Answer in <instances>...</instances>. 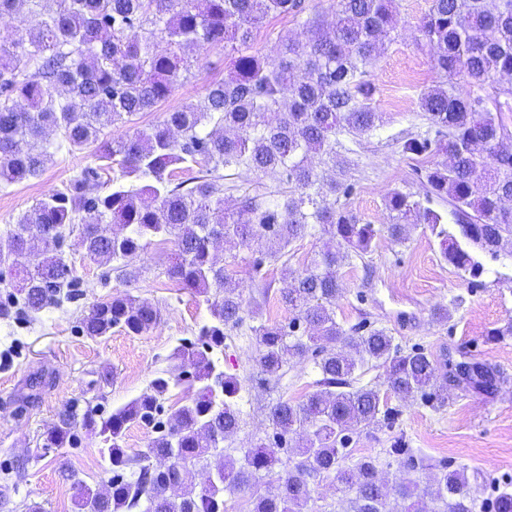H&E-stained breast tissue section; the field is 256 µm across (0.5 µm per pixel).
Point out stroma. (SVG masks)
<instances>
[{
    "instance_id": "stroma-1",
    "label": "stroma",
    "mask_w": 512,
    "mask_h": 512,
    "mask_svg": "<svg viewBox=\"0 0 512 512\" xmlns=\"http://www.w3.org/2000/svg\"><path fill=\"white\" fill-rule=\"evenodd\" d=\"M427 6V0H398L395 40L369 68L377 87L374 106L381 114L380 125L371 135L343 138L344 165L336 178L354 182L355 190L338 196L337 203L364 223H389L387 201L396 190L441 214L449 212L447 202L426 195L419 174L428 159L402 151L404 137L426 131L419 97L439 81L434 50L417 30ZM231 58V51L222 47L204 46L189 78L167 100L116 125L114 135L200 105L206 87L227 74ZM87 163L83 154L61 150L39 177L0 190V235ZM172 250L171 242L151 239L132 263L129 278L86 264L78 252L65 250L64 260L81 281L83 296L28 317L0 315V512H27L34 502L42 512H73L75 481L95 486L108 480L94 433H83L76 447L49 452L43 448L44 438L67 406L91 404L109 412L141 395L157 372L168 367L173 349L208 320L203 299L165 277ZM215 255L243 299H251L256 283L250 253L229 240ZM481 261L485 271L477 278L449 264L439 238L423 224L410 227L401 243L381 233L371 253L340 267L343 291L336 319L347 328L361 322L383 327L403 348H424L442 376L460 361L498 371L501 384L495 393L454 383L441 407L389 397V406L399 412L394 428L363 431L354 447L355 455L381 456L394 437H403L427 461L465 467L474 493L488 500L498 490H512V253L502 252L497 260L485 255ZM124 293L159 306L160 324L140 336H84L79 323L90 306ZM454 299L460 305L451 320L439 321L437 307ZM255 355L249 327L228 339L224 370L240 380L243 412L240 431L224 445L225 455L234 458L271 434L270 405L281 399L303 400L315 389L317 374L311 363L292 361L279 381L269 383L262 380Z\"/></svg>"
}]
</instances>
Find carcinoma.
<instances>
[{"mask_svg": "<svg viewBox=\"0 0 512 512\" xmlns=\"http://www.w3.org/2000/svg\"><path fill=\"white\" fill-rule=\"evenodd\" d=\"M20 11L28 27L0 48V187L40 174L51 158V131L59 149H91L94 165L0 238V276L6 268L12 277L0 315L15 304L37 313L63 292L81 295L63 257L72 234L85 262L120 272L148 240L171 241L165 276L204 298L209 310L196 339L182 340L173 366L149 390L108 415L90 405L58 414L45 447H72L94 432L112 473L103 487L76 483L75 512H224V495L248 491L251 512H303L314 486L330 477L344 493L337 512H512V492L480 503L464 468L428 465L400 437L389 456L406 477L391 491L379 457L353 456L357 430L391 428L397 414L379 389L359 384L360 368L384 367L397 398L433 406L448 401V382L424 350L400 348L389 330L365 322L346 329L336 321L338 269L370 253L384 229L400 242L409 227L427 225L441 238L442 257L473 277L484 272L477 254L497 258L502 243L512 244V207L505 206L512 200V150L501 147L509 138L505 113L512 112V0H429L419 20L444 81L421 93L428 130L407 137L402 150L448 155L449 162L424 170L423 183L427 196L448 202L451 229L441 213L402 191L389 196L392 222L383 229L360 223L332 200L353 189L332 176L336 136L370 135L380 123L368 67L392 41L396 0H332L330 28L306 0H0V17ZM271 14L289 15L303 29L300 37L280 35L276 59L252 52ZM206 44L229 47L234 56L202 107L108 136L109 127L166 100ZM192 169L195 175L179 177ZM226 170L239 177L274 172L288 189L247 193L229 210ZM317 226L329 242L310 263L292 270L282 262L278 301L292 317L250 326L264 380L307 360L319 375L316 389L300 402L272 404V438L240 449L238 460L218 464L209 484H198L193 468L222 455L242 423L240 384L224 373L221 356L248 304L217 263L214 245L231 239L248 250L254 279L265 286L267 264L281 262L292 242ZM335 240L342 248L331 245ZM161 319L160 309L125 293L94 304L81 329L95 338L114 330L140 336ZM467 381L479 390L498 388L497 374L484 365ZM175 389L187 397L167 410ZM131 424L154 432L133 456L124 448ZM298 433V459L285 464L281 455ZM428 467L436 470L433 484L419 495L416 474ZM263 479L275 482L276 492H253Z\"/></svg>", "mask_w": 512, "mask_h": 512, "instance_id": "obj_1", "label": "carcinoma"}]
</instances>
